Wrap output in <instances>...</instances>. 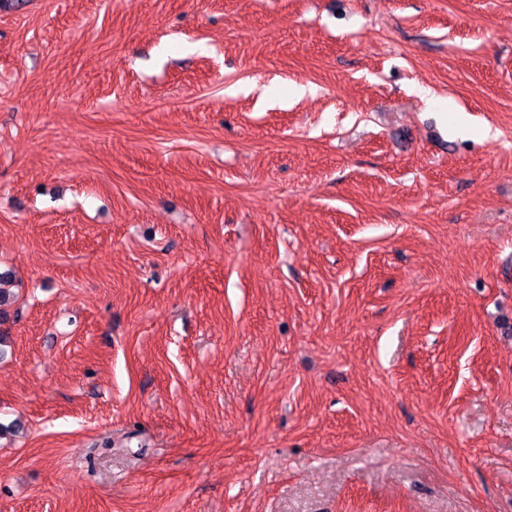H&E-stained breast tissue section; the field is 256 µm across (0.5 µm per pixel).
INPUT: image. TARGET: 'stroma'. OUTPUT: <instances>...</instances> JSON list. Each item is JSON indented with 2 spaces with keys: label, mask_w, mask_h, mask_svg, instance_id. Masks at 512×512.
Instances as JSON below:
<instances>
[{
  "label": "stroma",
  "mask_w": 512,
  "mask_h": 512,
  "mask_svg": "<svg viewBox=\"0 0 512 512\" xmlns=\"http://www.w3.org/2000/svg\"><path fill=\"white\" fill-rule=\"evenodd\" d=\"M0 272V512H512V0H0Z\"/></svg>",
  "instance_id": "35a3bbf8"
}]
</instances>
